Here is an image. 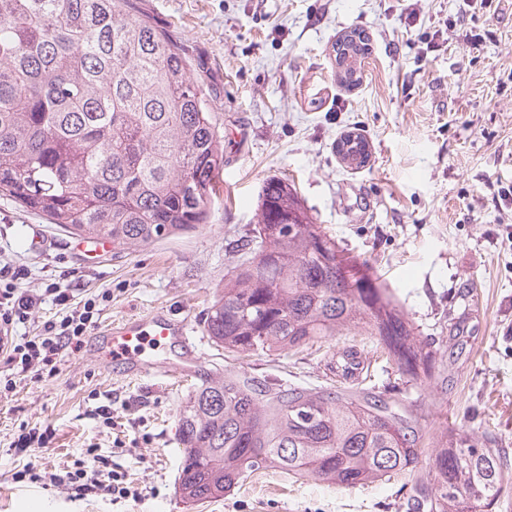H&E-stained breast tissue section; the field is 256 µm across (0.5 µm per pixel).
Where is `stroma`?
<instances>
[{"label": "stroma", "instance_id": "obj_1", "mask_svg": "<svg viewBox=\"0 0 512 512\" xmlns=\"http://www.w3.org/2000/svg\"><path fill=\"white\" fill-rule=\"evenodd\" d=\"M183 49L214 108L224 142L223 192L210 223L146 248L76 252L74 236L0 197V259L24 265L27 289H68L44 301L18 335L95 300L96 329L163 310L188 323L198 357L190 377L135 376L111 367L93 336L64 348L53 375L0 397V512H403L416 475L348 488L277 469L223 497L188 505L177 492L180 405L206 379L247 371L257 380L331 386L324 364L354 346L371 361L373 391L396 383L369 336H334L281 355L238 359L203 331L215 286L232 267L229 243L257 225L265 179L293 181L337 243L375 263L397 303L438 348L435 377L404 386L426 433L447 423L503 449L512 471V0L493 14L463 0H134ZM358 28L370 38L362 78L334 76L333 45ZM438 33L435 46L426 37ZM481 34L480 45L467 34ZM370 145L365 166L336 154L347 132ZM44 243L30 247L32 238ZM110 406L113 425L94 414ZM49 435L34 461L62 469L87 449L111 455L116 431L135 452L138 501L71 500L15 484L11 446L23 428Z\"/></svg>", "mask_w": 512, "mask_h": 512}]
</instances>
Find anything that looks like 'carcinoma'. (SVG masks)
Masks as SVG:
<instances>
[{
	"label": "carcinoma",
	"instance_id": "cac0c4a2",
	"mask_svg": "<svg viewBox=\"0 0 512 512\" xmlns=\"http://www.w3.org/2000/svg\"><path fill=\"white\" fill-rule=\"evenodd\" d=\"M367 44L356 29L336 41L341 83H358ZM339 143L365 162L361 135ZM223 166L203 85L130 0H0V196L68 234L145 247L211 223ZM259 198L205 312L212 344L250 355L356 331L404 383L432 378L434 342L418 339L374 265L339 246L288 180L266 179ZM177 423L178 491L192 505L272 467L348 488L389 481L417 472L428 449L431 479L407 512H495L512 487L499 449L453 424L430 437L404 399L365 388L227 372L189 395Z\"/></svg>",
	"mask_w": 512,
	"mask_h": 512
}]
</instances>
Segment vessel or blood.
I'll use <instances>...</instances> for the list:
<instances>
[{
    "label": "vessel or blood",
    "mask_w": 512,
    "mask_h": 512,
    "mask_svg": "<svg viewBox=\"0 0 512 512\" xmlns=\"http://www.w3.org/2000/svg\"><path fill=\"white\" fill-rule=\"evenodd\" d=\"M188 326L159 311L108 326L97 338L114 362L125 365L128 373L147 374L156 369L187 375L195 363L191 351L175 353L176 344L186 343Z\"/></svg>",
    "instance_id": "1"
}]
</instances>
